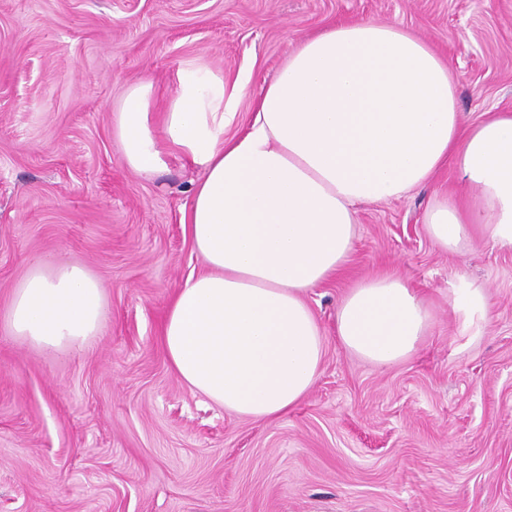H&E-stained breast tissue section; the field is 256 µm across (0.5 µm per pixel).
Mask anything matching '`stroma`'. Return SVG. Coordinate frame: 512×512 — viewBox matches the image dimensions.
I'll list each match as a JSON object with an SVG mask.
<instances>
[{"label":"stroma","mask_w":512,"mask_h":512,"mask_svg":"<svg viewBox=\"0 0 512 512\" xmlns=\"http://www.w3.org/2000/svg\"><path fill=\"white\" fill-rule=\"evenodd\" d=\"M365 19L439 51L465 123L512 110V0H0V317L36 258L83 265L109 306L69 355L0 324V512H512V252L430 238L429 205L465 191L452 167L361 208L345 269L308 294L325 353L285 417L224 412L162 347L171 296L204 270L182 225L203 172L172 154L131 171L112 137L122 94L172 92L199 59L248 78L245 118L296 38ZM382 274L435 314L385 368L336 336L342 295ZM461 275L489 297L473 340L448 305Z\"/></svg>","instance_id":"1"}]
</instances>
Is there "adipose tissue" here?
Listing matches in <instances>:
<instances>
[{
  "mask_svg": "<svg viewBox=\"0 0 512 512\" xmlns=\"http://www.w3.org/2000/svg\"><path fill=\"white\" fill-rule=\"evenodd\" d=\"M247 85L187 61L164 101L152 82L131 87L112 135L140 175L158 173L168 152L202 168L183 224L207 271L174 296L164 350L191 390L273 422L319 375L325 340L306 295L344 269L359 207L400 198L449 164L471 192L430 209L431 238L455 251L478 232L512 252V110L463 126L444 58L411 31L373 19L297 40L253 119L226 137ZM448 302L461 335L480 336L484 287L459 276ZM108 313L84 266L36 260L5 322L36 349L68 353L97 335ZM432 323L395 275L360 280L336 310L341 346L378 367L414 355Z\"/></svg>",
  "mask_w": 512,
  "mask_h": 512,
  "instance_id": "1",
  "label": "adipose tissue"
}]
</instances>
